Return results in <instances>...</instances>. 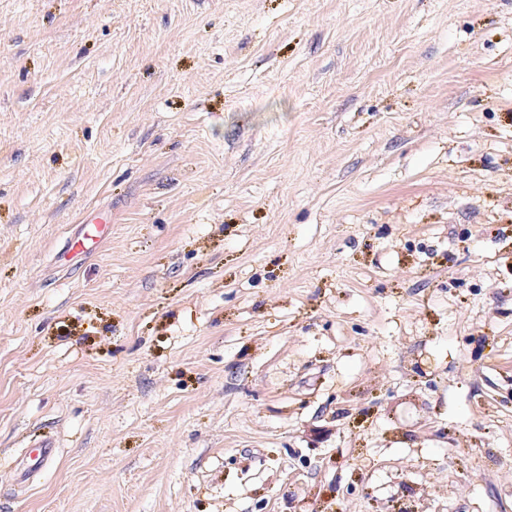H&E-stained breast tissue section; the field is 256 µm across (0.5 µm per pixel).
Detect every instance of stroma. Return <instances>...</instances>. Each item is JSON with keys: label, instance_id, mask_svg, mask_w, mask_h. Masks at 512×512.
Here are the masks:
<instances>
[{"label": "stroma", "instance_id": "1", "mask_svg": "<svg viewBox=\"0 0 512 512\" xmlns=\"http://www.w3.org/2000/svg\"><path fill=\"white\" fill-rule=\"evenodd\" d=\"M0 512H512V0H0ZM111 221L107 216L98 217L91 226L77 238L70 239L67 243L66 251L73 255H78L86 252L94 244L100 241L102 238L110 234ZM34 448L35 454L31 457V463L24 468L25 476L30 477L39 472L41 466L53 459L56 452V444L51 438H44Z\"/></svg>", "mask_w": 512, "mask_h": 512}]
</instances>
